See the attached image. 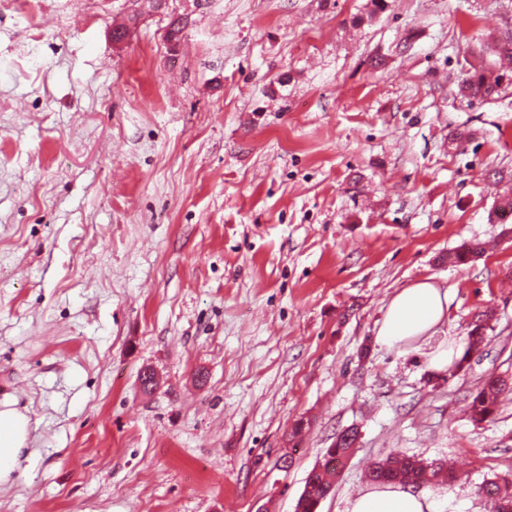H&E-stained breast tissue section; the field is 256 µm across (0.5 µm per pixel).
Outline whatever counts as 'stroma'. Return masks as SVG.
I'll return each instance as SVG.
<instances>
[{
  "label": "stroma",
  "mask_w": 512,
  "mask_h": 512,
  "mask_svg": "<svg viewBox=\"0 0 512 512\" xmlns=\"http://www.w3.org/2000/svg\"><path fill=\"white\" fill-rule=\"evenodd\" d=\"M140 10L0 0V408L28 418L0 512H295L351 427L318 512H346L392 453L453 465L415 490L433 512H491L512 395L490 424L465 406L512 374V219L493 214L512 84L458 83L495 61L512 0H166L115 40ZM470 240L490 247L448 265ZM426 278L444 323L378 344ZM485 310L482 351L432 369ZM467 64L469 67L464 71L459 85V92L463 97L489 98L498 93L501 86L511 84L507 78L500 79L499 84L498 76H494V73L500 71L511 74L512 70L483 61L480 64Z\"/></svg>",
  "instance_id": "1"
}]
</instances>
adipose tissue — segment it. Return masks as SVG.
Wrapping results in <instances>:
<instances>
[{
	"mask_svg": "<svg viewBox=\"0 0 512 512\" xmlns=\"http://www.w3.org/2000/svg\"><path fill=\"white\" fill-rule=\"evenodd\" d=\"M448 312V293L423 280L402 289L389 303L377 332L380 344L404 348L432 336ZM28 433L26 416L0 410V481L8 480L19 462ZM347 512H432V505L399 485L362 491Z\"/></svg>",
	"mask_w": 512,
	"mask_h": 512,
	"instance_id": "ef3b65f1",
	"label": "adipose tissue"
}]
</instances>
